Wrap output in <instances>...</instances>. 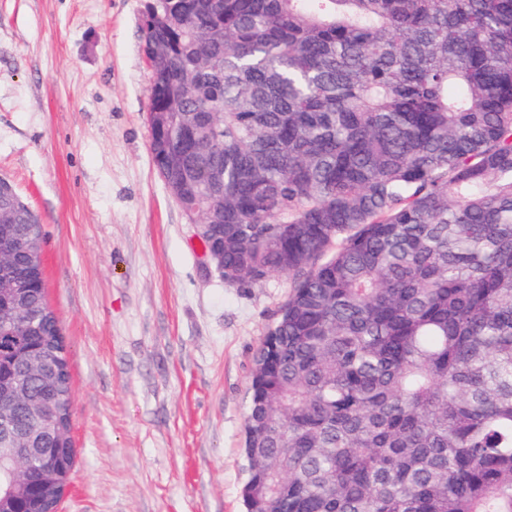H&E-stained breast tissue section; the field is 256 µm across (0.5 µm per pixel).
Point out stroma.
Masks as SVG:
<instances>
[{"label": "stroma", "mask_w": 512, "mask_h": 512, "mask_svg": "<svg viewBox=\"0 0 512 512\" xmlns=\"http://www.w3.org/2000/svg\"><path fill=\"white\" fill-rule=\"evenodd\" d=\"M145 0H0V177L38 216L72 376L59 512H245L253 356L288 296L242 288L150 151Z\"/></svg>", "instance_id": "35a3bbf8"}]
</instances>
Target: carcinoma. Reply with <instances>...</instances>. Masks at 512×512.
<instances>
[{"label": "carcinoma", "mask_w": 512, "mask_h": 512, "mask_svg": "<svg viewBox=\"0 0 512 512\" xmlns=\"http://www.w3.org/2000/svg\"><path fill=\"white\" fill-rule=\"evenodd\" d=\"M152 128L224 241V280L288 276L253 360L246 512H512V0H162ZM224 172V188L212 182ZM28 205L4 210L29 330L0 312V371L52 343L72 382ZM8 496L0 512H47Z\"/></svg>", "instance_id": "carcinoma-1"}]
</instances>
